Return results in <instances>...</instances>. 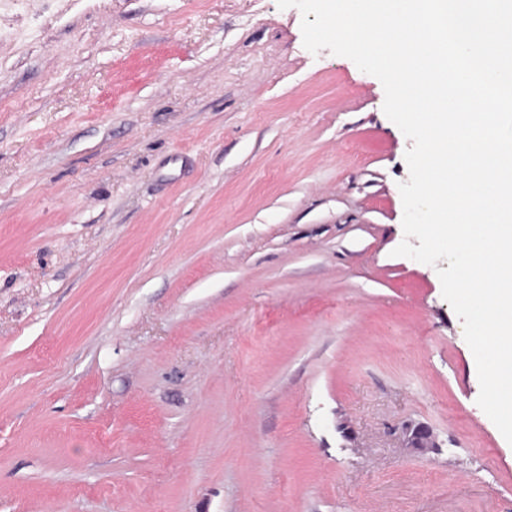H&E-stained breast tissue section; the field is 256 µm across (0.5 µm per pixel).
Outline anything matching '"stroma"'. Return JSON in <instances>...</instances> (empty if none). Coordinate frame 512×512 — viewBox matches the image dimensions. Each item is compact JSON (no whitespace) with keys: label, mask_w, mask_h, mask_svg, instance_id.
Masks as SVG:
<instances>
[{"label":"stroma","mask_w":512,"mask_h":512,"mask_svg":"<svg viewBox=\"0 0 512 512\" xmlns=\"http://www.w3.org/2000/svg\"><path fill=\"white\" fill-rule=\"evenodd\" d=\"M301 21L0 0V512H512L448 263L392 254L412 142ZM405 447L418 452H425L436 447V442L431 430L421 425H408L405 428Z\"/></svg>","instance_id":"1"}]
</instances>
